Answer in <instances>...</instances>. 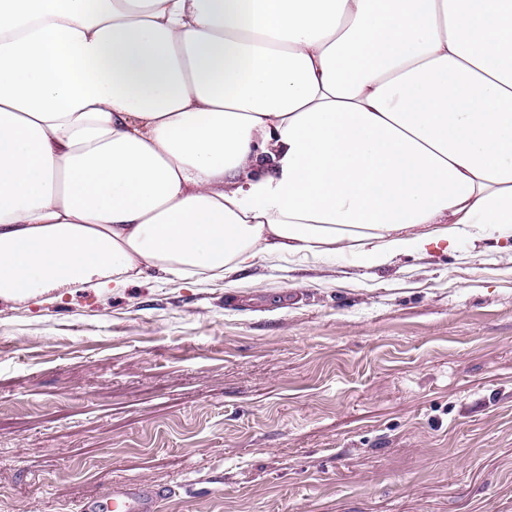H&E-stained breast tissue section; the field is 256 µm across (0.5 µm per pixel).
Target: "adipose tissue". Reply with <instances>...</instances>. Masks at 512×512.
<instances>
[{
    "label": "adipose tissue",
    "mask_w": 512,
    "mask_h": 512,
    "mask_svg": "<svg viewBox=\"0 0 512 512\" xmlns=\"http://www.w3.org/2000/svg\"><path fill=\"white\" fill-rule=\"evenodd\" d=\"M512 238V0H0V297Z\"/></svg>",
    "instance_id": "ef3b65f1"
}]
</instances>
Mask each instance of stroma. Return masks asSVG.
<instances>
[{
	"label": "stroma",
	"mask_w": 512,
	"mask_h": 512,
	"mask_svg": "<svg viewBox=\"0 0 512 512\" xmlns=\"http://www.w3.org/2000/svg\"><path fill=\"white\" fill-rule=\"evenodd\" d=\"M512 512V240L0 298V512ZM163 492L146 486L131 487L119 485L112 490V500L105 503H91L80 506L79 512H155Z\"/></svg>",
	"instance_id": "obj_1"
}]
</instances>
